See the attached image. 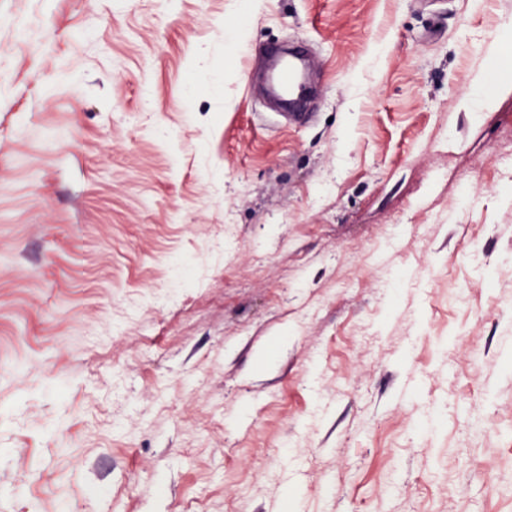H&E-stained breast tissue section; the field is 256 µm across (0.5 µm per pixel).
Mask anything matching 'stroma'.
<instances>
[{"label": "stroma", "instance_id": "obj_1", "mask_svg": "<svg viewBox=\"0 0 512 512\" xmlns=\"http://www.w3.org/2000/svg\"><path fill=\"white\" fill-rule=\"evenodd\" d=\"M511 58L512 0H0V512H512ZM305 59L299 52H289L267 75L272 93L286 106H295L303 87Z\"/></svg>", "mask_w": 512, "mask_h": 512}]
</instances>
